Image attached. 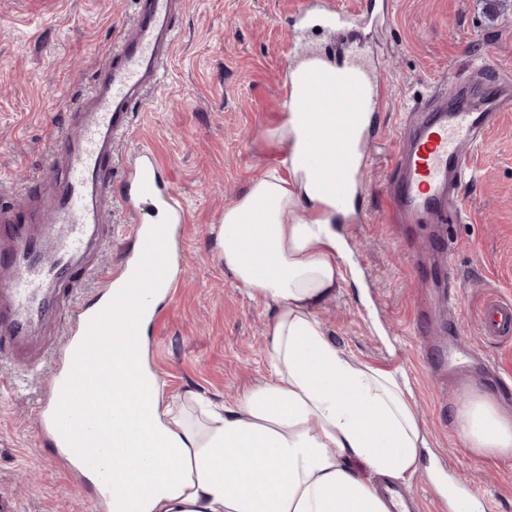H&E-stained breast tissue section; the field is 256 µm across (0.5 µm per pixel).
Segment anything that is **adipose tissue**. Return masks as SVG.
<instances>
[{
  "mask_svg": "<svg viewBox=\"0 0 512 512\" xmlns=\"http://www.w3.org/2000/svg\"><path fill=\"white\" fill-rule=\"evenodd\" d=\"M272 135L287 147L281 167L216 227L225 268L272 311L271 378L223 406L197 398L191 421L162 399L135 337L128 352L150 396L113 402L107 450L86 472L95 485L111 481L110 512H392L382 484L421 468L426 436L408 383L355 363L316 316L347 271L342 216L310 177L299 114ZM454 423L476 459L512 457V414L489 394H473Z\"/></svg>",
  "mask_w": 512,
  "mask_h": 512,
  "instance_id": "ef3b65f1",
  "label": "adipose tissue"
}]
</instances>
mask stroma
<instances>
[{
    "instance_id": "obj_1",
    "label": "stroma",
    "mask_w": 512,
    "mask_h": 512,
    "mask_svg": "<svg viewBox=\"0 0 512 512\" xmlns=\"http://www.w3.org/2000/svg\"><path fill=\"white\" fill-rule=\"evenodd\" d=\"M181 2L165 81L112 159L121 169L150 151L186 213L179 249L187 261L146 337L163 396L231 402L268 376L270 311L225 269L212 228L283 152L271 132L286 117L289 43L332 56L338 39L312 26L295 40L299 0ZM132 27L133 0H0V186L52 178L59 123ZM369 42L390 95L377 106L382 134L357 182L364 221L336 227L359 279L343 282L317 316L354 360L411 384L429 442L425 468L406 488L414 512H452L441 486L459 481L479 494L477 512H512V458L476 460L453 423L458 403L477 390L512 413V338L483 335L478 319L487 298L512 301V112L470 157L476 179L459 188V223H390L384 195L418 104L435 92L455 95L476 64L512 76V0L494 14L487 0H391ZM106 225L97 261L116 270L135 246L120 203L107 209ZM447 263L459 277L453 294L441 286ZM68 330L61 312L36 328L40 374L21 377L10 354L0 355V512H96L98 492L45 436L37 408ZM20 377L23 390L11 391Z\"/></svg>"
}]
</instances>
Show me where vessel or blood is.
I'll list each match as a JSON object with an SVG mask.
<instances>
[{
    "label": "vessel or blood",
    "mask_w": 512,
    "mask_h": 512,
    "mask_svg": "<svg viewBox=\"0 0 512 512\" xmlns=\"http://www.w3.org/2000/svg\"><path fill=\"white\" fill-rule=\"evenodd\" d=\"M131 35L113 45L107 64L96 74L90 92L70 109L59 134L62 155L50 191L20 188L24 213L0 204V343L18 350L21 371H37L39 358L24 341L32 325L47 311L46 291L71 281L77 262L91 243H105L103 204L111 200L112 152L128 134L133 111L162 81L176 39L173 22L177 0H134ZM324 28L340 31L360 25L364 16L327 4L318 12ZM310 10L298 9L295 19L307 25ZM312 79L295 108L306 127L311 174L337 209H348L351 179L366 162L374 136L373 112L389 84L386 71L368 65L366 46L350 41L335 68L312 61ZM512 111V98L488 83L479 100L460 106L430 99L421 109L410 148L397 152L392 165L397 179L387 189L389 208L411 222L417 214L444 207L450 184L472 178V152L484 142L496 115ZM120 202L128 214L137 251L123 273L104 283L107 296L98 307L67 305L72 325L63 347L71 355V373L55 418L58 442L76 448L86 465L97 462L94 445L104 427L87 412L89 396L102 378L111 376L112 360L103 358L98 343L127 326L137 335L143 319L157 320L158 306L145 304L144 291L172 294L171 275L180 253L168 251L185 222L174 187L164 179L154 157L139 151L138 161L125 167ZM484 335H512V301L487 299L479 314Z\"/></svg>",
    "instance_id": "b4317fda"
}]
</instances>
